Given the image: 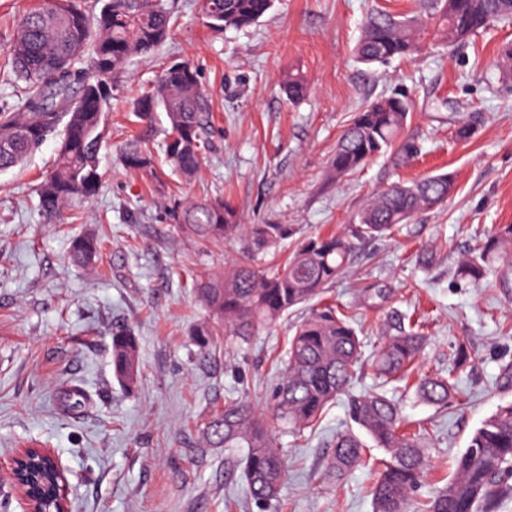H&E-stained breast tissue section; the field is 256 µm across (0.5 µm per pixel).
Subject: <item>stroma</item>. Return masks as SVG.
<instances>
[{"instance_id":"35a3bbf8","label":"stroma","mask_w":512,"mask_h":512,"mask_svg":"<svg viewBox=\"0 0 512 512\" xmlns=\"http://www.w3.org/2000/svg\"><path fill=\"white\" fill-rule=\"evenodd\" d=\"M41 0H0V107H17L19 85L7 65L18 21ZM170 39L133 59L112 102L99 154L97 193L47 221L37 188L53 167L60 139H48L23 165L0 172V457L24 446L54 449L68 480L73 512H372L373 472L325 476L344 400L315 427L274 434L288 459L275 500L246 491L236 458L208 447L204 428L225 401L267 409L282 369L290 311L249 343L216 337L207 351L192 330L207 311L194 294L198 274L221 276L239 259L243 239L214 246L177 216L189 201L229 200L244 224H284L286 257L302 239L339 232L370 196L397 179L450 172L456 189L442 206L416 214L391 236L358 244L326 299L352 307L364 357L378 349L396 317L420 323L428 341L418 368L453 369L454 348L468 341L471 360L456 371L458 395L447 409L403 396L413 423L434 424L424 499L453 476L473 431L498 405L512 402V293L477 287L456 268L499 224H512V75L498 52L512 22L454 49L424 40L412 59L359 63L354 46L372 9L415 11V0H274L260 21L216 33L199 0H168ZM186 59L198 71L213 114L211 149L191 180L161 159L164 112L137 119L131 102L162 68ZM302 76L305 100H288L284 72ZM404 88L415 99L404 136L418 148L392 152L335 179L329 161L356 112ZM469 122L473 132L459 140ZM156 154L154 175L124 168L130 145ZM92 232L94 267L69 258L73 237ZM139 338V381L126 390L112 370V335ZM80 383L85 399L70 407Z\"/></svg>"}]
</instances>
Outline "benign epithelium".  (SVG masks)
<instances>
[{
  "label": "benign epithelium",
  "mask_w": 512,
  "mask_h": 512,
  "mask_svg": "<svg viewBox=\"0 0 512 512\" xmlns=\"http://www.w3.org/2000/svg\"><path fill=\"white\" fill-rule=\"evenodd\" d=\"M38 458L48 461L54 470L52 475L53 494L57 502L54 512H72L64 468L50 448H19L7 459L0 460V481L8 482L14 488L23 512H42L41 508L29 499L25 489L29 472L38 468L36 464Z\"/></svg>",
  "instance_id": "7a95c632"
}]
</instances>
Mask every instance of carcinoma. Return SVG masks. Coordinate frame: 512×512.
I'll return each instance as SVG.
<instances>
[{
	"mask_svg": "<svg viewBox=\"0 0 512 512\" xmlns=\"http://www.w3.org/2000/svg\"><path fill=\"white\" fill-rule=\"evenodd\" d=\"M97 2L99 9L86 10L77 7V0H44L21 19L8 50V65L24 84L23 111L0 108V170L21 163L63 126L55 167L38 189L39 207L49 216L97 190L103 121L114 91L126 77L127 63L152 54L172 30L166 0ZM272 7L273 0H202L201 5L205 23L217 32L254 25ZM421 11L411 17L371 14L355 46L357 59L383 65L408 58L428 35L448 46L462 43L511 21L512 0H427ZM281 82L288 98L305 96L300 76L288 72ZM159 109L169 124L166 162L181 176L194 175L210 149L211 125L207 96L188 61L171 62L133 102L141 120ZM413 111L414 100L405 93L366 103L338 141L330 160L333 175L348 176L393 148L413 153V142L399 140ZM122 163L131 170H155L153 156L138 146L125 150ZM453 186L454 177L446 172L393 183L366 203L357 223L335 235L306 238L285 261L264 267L258 261L288 238V225L241 224L237 210L221 199L182 207L179 222L202 241L221 242L243 234L251 244L224 276L197 279L198 298L213 317L194 330L200 348H209L213 337L223 334L247 342L260 327L295 308H308L288 338V357L270 413L231 401L206 427L210 447L239 452L237 464L254 500L276 497L286 477L273 425L298 432L313 427L336 398L349 391L363 365L354 313L324 300L326 287L346 271L357 243L386 237L418 212L446 202ZM98 248L97 238L86 234L71 241L70 256L91 265ZM499 262L512 270V224L502 225L474 248L459 265L458 275L479 286ZM425 342L417 324L399 320L383 337L370 366L384 382H402ZM137 352L138 339L131 330L113 334L114 375L129 390L138 383ZM414 396L444 409L453 401L454 385L449 377L426 375L414 384ZM348 415L355 428L336 433L327 471L338 478L366 464L367 439L382 449L385 457L372 462L378 471L372 489L374 512H498L501 501L512 496V403L499 406L471 435L448 484L416 502L412 496L429 463L426 437L409 431L399 402L381 389L351 395Z\"/></svg>",
	"mask_w": 512,
	"mask_h": 512,
	"instance_id": "1",
	"label": "carcinoma"
}]
</instances>
